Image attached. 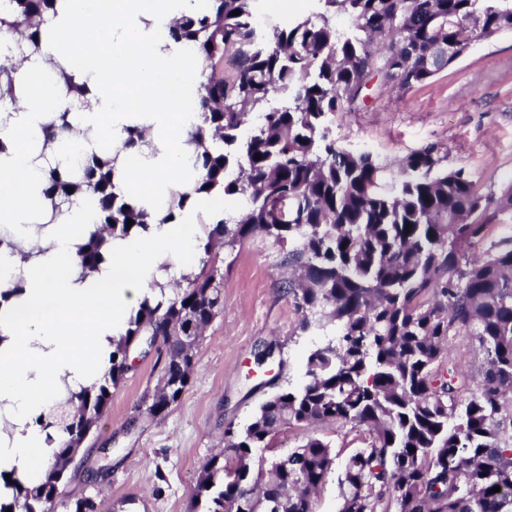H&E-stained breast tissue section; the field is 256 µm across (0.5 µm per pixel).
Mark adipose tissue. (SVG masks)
I'll return each instance as SVG.
<instances>
[{
	"mask_svg": "<svg viewBox=\"0 0 512 512\" xmlns=\"http://www.w3.org/2000/svg\"><path fill=\"white\" fill-rule=\"evenodd\" d=\"M204 0H63L48 16L40 51L13 74L18 102L0 112V291L22 283L20 296L0 304V471H17L36 484L55 459L56 444L32 423L64 384L95 382L103 373L113 338L155 281L168 280L164 258L197 251L199 219L223 212L224 198L196 193L197 172L183 160L185 142L199 122L196 88L200 61L168 36L172 22ZM87 81L89 104L76 114L79 128L99 131L81 145L91 159L119 141L127 126L146 127L151 146L120 155L118 188L152 202L148 233L114 242L97 269L85 273L77 249L99 226L96 208L76 201L61 224L48 223V160L68 164L75 153L43 143L42 127L59 104L56 64ZM191 192L183 218L166 221L173 188ZM24 243L28 258L10 242Z\"/></svg>",
	"mask_w": 512,
	"mask_h": 512,
	"instance_id": "ef3b65f1",
	"label": "adipose tissue"
}]
</instances>
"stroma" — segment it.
Wrapping results in <instances>:
<instances>
[{
    "instance_id": "35a3bbf8",
    "label": "stroma",
    "mask_w": 512,
    "mask_h": 512,
    "mask_svg": "<svg viewBox=\"0 0 512 512\" xmlns=\"http://www.w3.org/2000/svg\"><path fill=\"white\" fill-rule=\"evenodd\" d=\"M338 144L384 163L429 143L448 149L484 191L512 185V33L475 44L428 83L398 94L370 88L361 110L333 118ZM224 307L195 350V370L180 400L150 414L162 375L157 352H130L131 369L85 439L62 484L58 512L90 497L100 512H187L198 475L224 445L227 426L245 428L272 393L299 387L306 359L335 334L304 331L281 289L288 248L256 234L218 251Z\"/></svg>"
}]
</instances>
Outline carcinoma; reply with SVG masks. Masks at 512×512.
I'll use <instances>...</instances> for the list:
<instances>
[{
	"label": "carcinoma",
	"mask_w": 512,
	"mask_h": 512,
	"mask_svg": "<svg viewBox=\"0 0 512 512\" xmlns=\"http://www.w3.org/2000/svg\"><path fill=\"white\" fill-rule=\"evenodd\" d=\"M58 2L8 0L0 31L37 53ZM208 2L169 30L202 64L195 193L243 198L246 207L211 220L204 256L172 281V294L141 303L112 343L103 379L66 388L35 418L48 442L59 441L56 460L33 488L0 472L13 490L0 512H45L144 337L160 338L165 356L148 411L161 416L179 401L202 333L223 309L224 268L213 250L232 251L257 231L292 246L284 292L302 313L301 329L333 324L336 338L309 353L301 387L269 396L243 431L225 429L189 512L201 504L204 512H316L335 471L338 512H512V239L492 244L481 262L469 259L491 219L512 210V185L482 193L464 169H448L439 144L409 154L395 179L372 154L336 146L330 126L336 114L361 109L371 79L405 91L455 63L437 46L512 32V0H313L307 17L268 31L256 22L258 0ZM338 13L350 18L345 30L336 28ZM13 71L0 63L1 110L16 103ZM57 74L63 105L44 127L49 140L71 129L74 101L89 94L64 67ZM253 112L261 121L242 142L238 130ZM144 139V127L128 126L120 148L94 164L49 167L50 223L75 199L98 210L102 227L78 251L85 270L104 260L108 239L151 225L150 209L114 184L120 152ZM463 336L483 356L472 379L451 354ZM323 423L358 432L362 446L341 465L314 435L286 454L256 455L273 450L284 425Z\"/></svg>",
	"instance_id": "1"
}]
</instances>
